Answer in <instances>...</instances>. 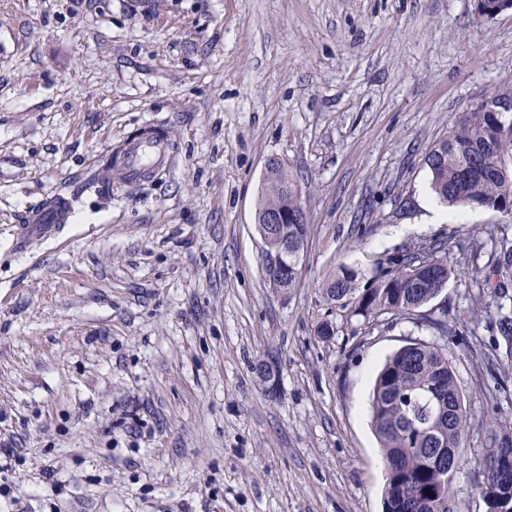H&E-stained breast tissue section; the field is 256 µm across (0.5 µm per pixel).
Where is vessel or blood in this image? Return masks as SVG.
I'll return each instance as SVG.
<instances>
[{
    "instance_id": "1",
    "label": "vessel or blood",
    "mask_w": 512,
    "mask_h": 512,
    "mask_svg": "<svg viewBox=\"0 0 512 512\" xmlns=\"http://www.w3.org/2000/svg\"><path fill=\"white\" fill-rule=\"evenodd\" d=\"M172 156V147L160 124L152 123L144 134L128 141L119 156L115 172L110 173V183L135 186L142 184L157 171L167 168ZM72 205L63 197L53 196L25 221L26 237L41 234L44 230L68 223Z\"/></svg>"
}]
</instances>
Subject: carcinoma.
<instances>
[{"instance_id": "obj_1", "label": "carcinoma", "mask_w": 512, "mask_h": 512, "mask_svg": "<svg viewBox=\"0 0 512 512\" xmlns=\"http://www.w3.org/2000/svg\"><path fill=\"white\" fill-rule=\"evenodd\" d=\"M429 184L438 201L451 208L482 209L512 217V115L493 110V101L462 113L448 136L428 153ZM295 180L280 164L264 175V187L256 210L296 209L291 192ZM288 253L282 265L267 270L271 286L296 287L308 227L283 224ZM410 259L395 261L383 252L367 276L343 267L327 283L329 301L351 306L365 319L396 314L419 326L417 313L446 287L452 274L448 262L429 270L412 268L413 260L427 253L446 252L439 242L406 249ZM499 276L497 314L491 317L504 341H512V308L504 312L506 299L512 304V243H499L496 266ZM371 427L380 443L386 469L383 510L398 512H453L452 484L441 481L436 464L428 459L431 448H452L458 466L477 467V489L491 512H512V475L491 479V452L466 457L464 442L469 426L456 376L448 355L431 340H415L392 354L376 376L371 397ZM512 441V422L490 419L486 437Z\"/></svg>"}]
</instances>
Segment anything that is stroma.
Segmentation results:
<instances>
[{"label":"stroma","mask_w":512,"mask_h":512,"mask_svg":"<svg viewBox=\"0 0 512 512\" xmlns=\"http://www.w3.org/2000/svg\"><path fill=\"white\" fill-rule=\"evenodd\" d=\"M499 96L512 9L475 0H0V446L17 453L0 512H383L372 384L430 332L364 323L323 289L433 239L453 274L423 313L448 324L480 453L512 411L487 279L512 220L434 221L425 159ZM150 122L170 166L103 193ZM271 156L309 228L286 291L255 224ZM56 193L71 224L14 251Z\"/></svg>","instance_id":"35a3bbf8"}]
</instances>
